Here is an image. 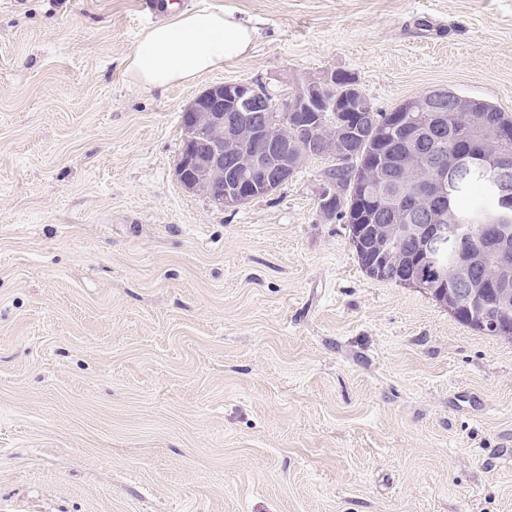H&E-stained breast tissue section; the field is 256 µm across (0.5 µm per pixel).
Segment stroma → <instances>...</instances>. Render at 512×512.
Returning <instances> with one entry per match:
<instances>
[{"label": "stroma", "instance_id": "obj_1", "mask_svg": "<svg viewBox=\"0 0 512 512\" xmlns=\"http://www.w3.org/2000/svg\"><path fill=\"white\" fill-rule=\"evenodd\" d=\"M139 0H0V512H512V343L362 268L328 157L219 209L208 86L349 72L512 112V0H190L251 53L144 90Z\"/></svg>", "mask_w": 512, "mask_h": 512}]
</instances>
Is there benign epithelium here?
I'll use <instances>...</instances> for the list:
<instances>
[{
    "label": "benign epithelium",
    "instance_id": "1",
    "mask_svg": "<svg viewBox=\"0 0 512 512\" xmlns=\"http://www.w3.org/2000/svg\"><path fill=\"white\" fill-rule=\"evenodd\" d=\"M336 71L311 77L294 93L277 97L249 84H215L196 96L183 110L184 131L175 176L184 191L208 199L222 209L236 207L276 191L314 157L328 156L341 167H350L357 153L352 143L358 126L374 125L375 109L351 77L347 109L352 121L338 127L326 126L329 113L336 111L333 88ZM466 98L446 105L436 91L411 98L415 112H466ZM386 136L404 147L402 175L384 170L381 159L375 168L361 166L354 186L371 199L370 226L373 246L380 238L410 239L414 256L431 263L437 282L425 283L415 270L398 269L399 283L433 292L439 303L455 311L472 302L465 287L469 266L459 261L448 266L439 261L448 250L447 212L441 203L458 187L460 175L473 172L493 184L500 208L484 231L492 244L499 225L512 223V154L506 152L491 163L474 164L464 153L455 166L447 168L444 151L433 154V162L421 170L425 147L433 131L411 120L394 116ZM395 200L391 208L381 196ZM319 209L327 217L336 215V181L327 179L319 194ZM454 287H448V283ZM485 333L512 341V328L503 322L478 321Z\"/></svg>",
    "mask_w": 512,
    "mask_h": 512
}]
</instances>
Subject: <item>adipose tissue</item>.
<instances>
[{
  "label": "adipose tissue",
  "mask_w": 512,
  "mask_h": 512,
  "mask_svg": "<svg viewBox=\"0 0 512 512\" xmlns=\"http://www.w3.org/2000/svg\"><path fill=\"white\" fill-rule=\"evenodd\" d=\"M252 42V29L231 13L184 11L140 35L126 71L148 89L190 84L246 55Z\"/></svg>",
  "instance_id": "ef3b65f1"
}]
</instances>
